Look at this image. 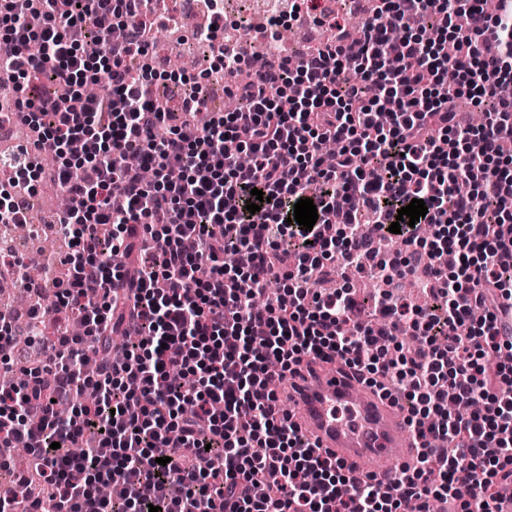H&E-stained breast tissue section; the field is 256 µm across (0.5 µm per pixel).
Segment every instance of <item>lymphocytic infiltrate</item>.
I'll return each mask as SVG.
<instances>
[{
  "mask_svg": "<svg viewBox=\"0 0 512 512\" xmlns=\"http://www.w3.org/2000/svg\"><path fill=\"white\" fill-rule=\"evenodd\" d=\"M194 37L233 78L235 112H214L206 83L183 95V119L158 136L168 113L160 73L131 78L161 17L152 0H0V80L26 91L33 74L54 89L0 106V123L40 137L0 162V224L28 221L34 182L51 178L69 198L56 230L67 270L29 274L0 254V278L51 300L28 311L30 346L43 364L0 389V447L23 442L49 498L0 496V512H405L437 499L456 512H495L512 480V363L486 384L485 360L512 351L489 297L512 300V6L481 0H379L345 37L342 16L319 19L334 41L288 60L270 26L267 64L224 41V0H203ZM89 83L106 86L88 97ZM469 101L482 126L461 121ZM339 150L324 166L325 141ZM56 158L51 172L43 154ZM266 196L259 214L247 206ZM312 199L311 231L293 222ZM424 200L421 235L397 221ZM401 254L368 252L362 219ZM127 256L116 266L113 254ZM341 258L382 286L362 321L351 290L320 291L311 277ZM422 270L432 302H400L395 278ZM253 294L283 281L255 308ZM408 326L413 350L396 340ZM124 331L121 361L89 358ZM337 359L407 413L419 450L391 490L320 452L289 423L269 379L303 358ZM92 391L86 404L79 395ZM166 465H159V458Z\"/></svg>",
  "mask_w": 512,
  "mask_h": 512,
  "instance_id": "f902f5d3",
  "label": "lymphocytic infiltrate"
}]
</instances>
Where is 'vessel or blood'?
<instances>
[{"label":"vessel or blood","instance_id":"vessel-or-blood-1","mask_svg":"<svg viewBox=\"0 0 512 512\" xmlns=\"http://www.w3.org/2000/svg\"><path fill=\"white\" fill-rule=\"evenodd\" d=\"M282 387L293 422L320 451L385 485L414 465L418 452L407 437L406 413L347 368L317 360Z\"/></svg>","mask_w":512,"mask_h":512}]
</instances>
